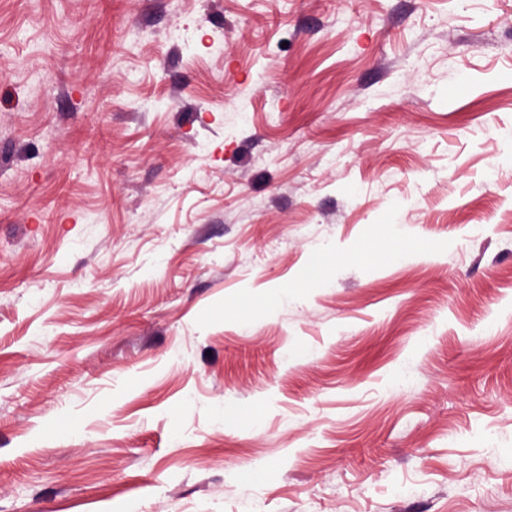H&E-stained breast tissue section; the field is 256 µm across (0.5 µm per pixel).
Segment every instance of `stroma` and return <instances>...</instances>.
<instances>
[{"label":"stroma","instance_id":"1","mask_svg":"<svg viewBox=\"0 0 512 512\" xmlns=\"http://www.w3.org/2000/svg\"><path fill=\"white\" fill-rule=\"evenodd\" d=\"M0 512H512V0H0Z\"/></svg>","mask_w":512,"mask_h":512}]
</instances>
